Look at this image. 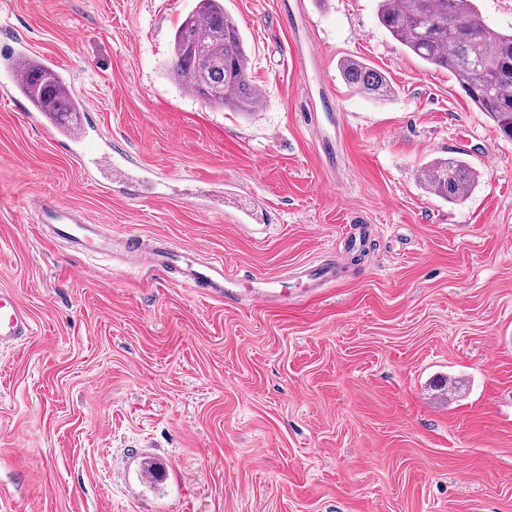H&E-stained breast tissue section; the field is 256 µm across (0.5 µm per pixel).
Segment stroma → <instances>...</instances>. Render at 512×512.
<instances>
[{"mask_svg": "<svg viewBox=\"0 0 512 512\" xmlns=\"http://www.w3.org/2000/svg\"><path fill=\"white\" fill-rule=\"evenodd\" d=\"M196 4L0 0V44L70 70L99 138L166 194L100 190L0 99V290L33 327L0 349V512H512V140L389 35L378 0H224L263 102L205 106L166 71ZM350 58L393 96L350 89ZM314 100L332 110L320 140ZM448 157L478 175L456 203L423 181ZM49 195L107 218L112 256L44 240ZM138 236L336 282L230 303L136 267Z\"/></svg>", "mask_w": 512, "mask_h": 512, "instance_id": "obj_1", "label": "stroma"}]
</instances>
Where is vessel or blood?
<instances>
[{"instance_id":"vessel-or-blood-1","label":"vessel or blood","mask_w":512,"mask_h":512,"mask_svg":"<svg viewBox=\"0 0 512 512\" xmlns=\"http://www.w3.org/2000/svg\"><path fill=\"white\" fill-rule=\"evenodd\" d=\"M29 53L27 41L21 38L0 47V98L18 108L23 105L19 91L25 81L19 63ZM37 118L41 125L56 130L59 147L78 156L83 164L91 163L93 135L85 110L67 117L41 112ZM134 180L133 193L137 197L162 198L161 183L152 173L141 171ZM37 224L43 238L67 241L74 252L82 255L101 254L112 249V239L104 233L106 219H92L59 198L46 199ZM129 246L142 265L154 271L179 270L182 284L204 289L206 295L213 298L237 301L246 297L255 302L270 303L287 293L281 279L256 277L242 282L225 269L223 260L214 258L204 264L198 263L190 251L165 240L146 245L134 238ZM31 331L32 322L24 307L11 291L0 290V347L19 345Z\"/></svg>"}]
</instances>
